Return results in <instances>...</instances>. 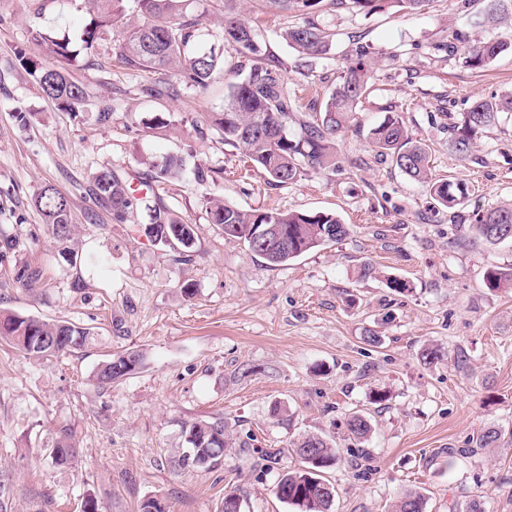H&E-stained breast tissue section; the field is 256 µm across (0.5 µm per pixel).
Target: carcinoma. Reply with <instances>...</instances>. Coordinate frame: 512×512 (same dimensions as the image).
I'll use <instances>...</instances> for the list:
<instances>
[{
	"label": "carcinoma",
	"instance_id": "1",
	"mask_svg": "<svg viewBox=\"0 0 512 512\" xmlns=\"http://www.w3.org/2000/svg\"><path fill=\"white\" fill-rule=\"evenodd\" d=\"M94 17L83 28V49L93 51L106 31L118 26L131 11L138 22L126 27L122 39L113 45V53L129 68L174 71L181 85L204 90L224 70L225 54L237 57L235 72L244 76L228 86L224 110L213 113L212 126L224 143L239 150L260 170L272 186L293 184L312 171L336 169V138L349 129L369 89L371 71L361 60L345 59L340 65L338 82L325 96L319 110L310 120L303 118L296 97L288 91L285 79L288 63L269 58L268 49L260 41L252 20L229 8L224 13L222 45L209 51L196 49L201 33V20L207 0H88ZM257 8L294 11L304 17L300 26L287 29L283 40L306 63L326 55L332 34L312 19L322 0H252ZM357 12L367 15L386 8L420 11L430 0H343ZM498 7L480 14L481 26L495 28L512 19V0H496ZM35 39L49 47L51 61L41 63L22 59V65L38 81L47 98L73 117H78L86 91L66 75V66L78 53L70 37L32 29ZM512 51V33L499 35L468 45L463 50L465 63L474 69L490 66L497 57ZM512 119V95L479 98L458 122L451 124L450 148L465 156L475 136L506 118ZM298 131H292V126ZM376 155L389 157L412 180L424 185L434 207L454 209L464 204L469 195L467 183L432 176L430 157L423 144L413 140L397 114H388L370 128L367 134ZM155 175L175 180L187 167L182 154H169L161 160L149 161ZM96 200L112 208L122 219L133 205L130 183L115 172L100 171L93 177ZM148 211L151 230L160 239L172 238L170 248L175 259L193 260L196 240L195 225L188 224L167 207L143 201ZM35 206L45 224L59 241L70 238V204L65 195L47 186L35 198ZM209 223L224 232L226 240H240L250 251L270 266L285 265L301 255L334 244L349 234L348 226L334 213L271 210H243L229 205L216 195L205 200ZM476 236L485 243L512 241V208L477 212L473 216ZM485 286L491 290L512 288V271L497 268L487 271ZM94 333L79 323L47 321L0 311V338L11 341L27 355H63L81 350L93 340ZM143 366V354L127 351L111 354L99 363L95 379L105 388ZM349 434L367 439L371 422L355 413L347 420ZM187 448L182 463L208 470L224 460L229 447L224 421H196L185 425ZM56 467H68L77 456L71 433L63 429L55 446L45 449ZM296 456L298 466L279 474L274 486L278 499L293 506L296 512H333L336 489L326 477L336 467L340 452L333 440L319 434H308L287 448L261 452L263 460L277 463L286 455ZM424 499L416 491L405 492L395 504L394 512H423Z\"/></svg>",
	"mask_w": 512,
	"mask_h": 512
}]
</instances>
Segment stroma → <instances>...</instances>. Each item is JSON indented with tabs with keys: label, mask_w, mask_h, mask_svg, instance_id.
<instances>
[{
	"label": "stroma",
	"mask_w": 512,
	"mask_h": 512,
	"mask_svg": "<svg viewBox=\"0 0 512 512\" xmlns=\"http://www.w3.org/2000/svg\"><path fill=\"white\" fill-rule=\"evenodd\" d=\"M483 5L431 0L419 14L365 15L323 0L314 19L333 45L310 67L280 38L301 17L260 14L263 41L287 61L302 106L323 100L356 47L367 48L373 68L356 128L336 142L335 170L276 187L211 125L235 73L201 92L146 95L156 75L118 62L114 29L68 68L89 94L75 118L44 96L21 60L49 59L32 25L78 38L91 19L83 0H0V310L94 332L87 348L62 356L35 358L0 342V477L11 484L12 512L38 504L80 512L88 496L100 512H137L148 497L170 512H219L230 489L242 512H293L273 492L281 466L253 465L248 451L283 448L304 433L332 436L340 450L328 474L334 512H392L408 490L423 495L425 512H466L472 500L483 512H512V288L484 284L488 269L512 268V242H478L468 221L512 207V121L478 134L468 157L448 146L450 116L478 97L512 94L511 52L475 70L450 48L461 30L472 43L493 37L465 25ZM391 112L426 146L433 175L469 185L463 207L436 210L423 185L376 156L368 130ZM186 152L217 171L216 183L190 171L153 179L147 158ZM101 170L196 224L193 262H175L145 237L143 206L120 222L97 203L92 176ZM48 185L70 203L76 262L63 258L32 204ZM213 192L244 210L333 212L349 234L272 267L209 223L204 198ZM367 262L376 273L363 279ZM22 265L39 270L34 287L12 282ZM388 275L408 280L410 292H392ZM370 330L380 343L365 341ZM428 346L442 351L431 364L421 357ZM124 350L142 351L143 368L100 387L98 363ZM377 386L390 391L379 407L368 399ZM276 405L288 419L271 418ZM355 411L372 422L363 443L346 428ZM217 418L230 441L221 464L173 471L186 423ZM64 427L79 454L60 468L42 451ZM490 428L500 440L477 449ZM452 448L467 454L449 463Z\"/></svg>",
	"instance_id": "obj_1"
}]
</instances>
